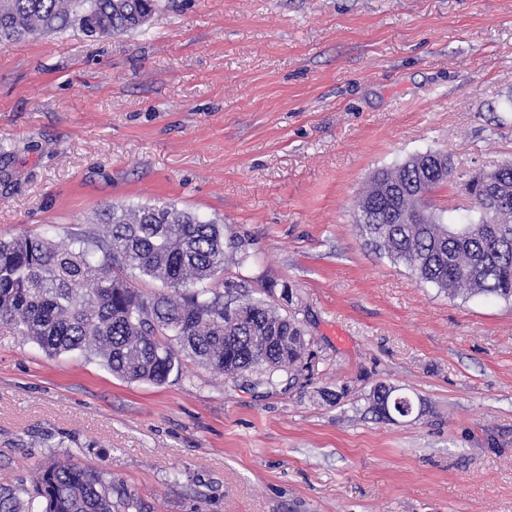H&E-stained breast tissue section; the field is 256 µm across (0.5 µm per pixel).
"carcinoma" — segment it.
Listing matches in <instances>:
<instances>
[{
    "mask_svg": "<svg viewBox=\"0 0 512 512\" xmlns=\"http://www.w3.org/2000/svg\"><path fill=\"white\" fill-rule=\"evenodd\" d=\"M158 0H0V46L28 36L75 29L88 37L117 36L144 26ZM453 167L404 161L381 168L358 198L356 223L365 242L403 265L420 283L450 296H490L512 303V167L499 181L506 195L490 198L475 178L462 196L484 197L497 223L481 210L458 228L421 200L448 184ZM102 235L52 245L28 233L0 238V320L57 356L80 351L99 357L128 382L164 383L184 356L229 375L258 373L268 385L282 372L296 379L307 348L304 331L269 341L274 325L292 318L263 298L228 301L191 286L224 271V228L171 203L112 207L101 214ZM159 281L146 293L127 278L128 269ZM408 411V401L380 386V400ZM133 498L105 470L47 455L32 479L0 485V512H132Z\"/></svg>",
    "mask_w": 512,
    "mask_h": 512,
    "instance_id": "carcinoma-1",
    "label": "carcinoma"
}]
</instances>
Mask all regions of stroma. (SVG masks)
Masks as SVG:
<instances>
[{"instance_id":"1","label":"stroma","mask_w":512,"mask_h":512,"mask_svg":"<svg viewBox=\"0 0 512 512\" xmlns=\"http://www.w3.org/2000/svg\"><path fill=\"white\" fill-rule=\"evenodd\" d=\"M142 29L0 47V237L103 232L162 202L224 227V271L301 324L299 381L191 359L129 382L0 321V484L43 441L142 512H512V306L450 297L367 246L372 173L512 162V0H160ZM380 385L413 403L378 419Z\"/></svg>"}]
</instances>
